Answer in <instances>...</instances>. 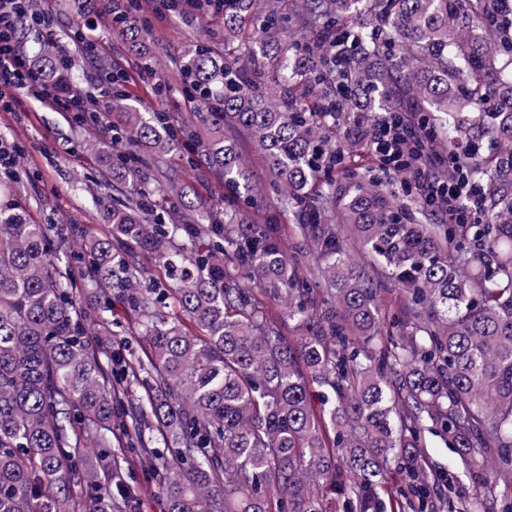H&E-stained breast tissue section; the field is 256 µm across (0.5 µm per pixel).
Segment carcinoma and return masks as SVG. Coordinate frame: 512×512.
<instances>
[{
    "instance_id": "obj_1",
    "label": "carcinoma",
    "mask_w": 512,
    "mask_h": 512,
    "mask_svg": "<svg viewBox=\"0 0 512 512\" xmlns=\"http://www.w3.org/2000/svg\"><path fill=\"white\" fill-rule=\"evenodd\" d=\"M234 44L280 54L273 85L197 40L179 70L204 105L180 123L112 78L121 199L98 197L101 231L0 206V512H131V451L164 512H512V0H268L256 19L253 0H224ZM62 55L56 39L37 59L58 89ZM361 98L427 121L435 140L413 164L456 157L476 223L413 218L348 149L349 183L311 190L314 163L336 165L326 125ZM250 148L292 223L244 212L266 201ZM182 150L220 176L224 208L167 170L145 186L147 159ZM150 261L169 287L142 285ZM117 301L143 358L109 347ZM133 382L147 401L128 399ZM427 433L454 471L430 461Z\"/></svg>"
}]
</instances>
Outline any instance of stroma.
<instances>
[{"label":"stroma","mask_w":512,"mask_h":512,"mask_svg":"<svg viewBox=\"0 0 512 512\" xmlns=\"http://www.w3.org/2000/svg\"><path fill=\"white\" fill-rule=\"evenodd\" d=\"M61 27L84 20L86 33L99 41L101 53L113 70L130 75L126 85L129 95L152 112H168L175 119L187 118L195 111L185 97L178 73L177 60L193 40L208 43L215 54L224 52V16L207 14L205 22H190L155 11L153 0H145L144 15L149 28L141 47L135 48L94 14L78 17L55 0ZM150 64L156 78L168 82L165 97L153 96L149 85L139 78L142 64ZM0 138L14 142L24 151L21 163L31 177L12 187L14 199L25 209L34 224H103L102 213L92 203L97 190L106 188L109 177L104 158L87 151L86 143L109 142L107 133L84 131L69 124L63 113L33 99H22L18 111L0 112ZM162 165L174 170L184 184L193 188L203 200L223 197L224 188L203 169L185 165L178 154L167 155Z\"/></svg>","instance_id":"stroma-1"}]
</instances>
